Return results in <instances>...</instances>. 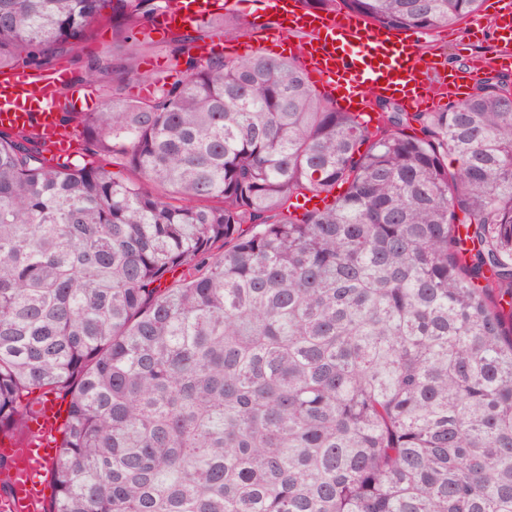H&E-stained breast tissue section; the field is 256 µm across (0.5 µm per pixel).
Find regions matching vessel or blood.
Segmentation results:
<instances>
[{
	"mask_svg": "<svg viewBox=\"0 0 512 512\" xmlns=\"http://www.w3.org/2000/svg\"><path fill=\"white\" fill-rule=\"evenodd\" d=\"M272 18V35L305 32L297 46L309 74L336 91L337 108L368 114L369 96L399 98L416 111H428L444 99L465 100L478 75L475 68L432 72V63L416 50L415 40L373 25L353 13L328 14L303 7L299 0H262ZM222 0H170L157 27L160 31L191 29L220 14ZM65 75L34 74L19 68L0 75V129L38 134L46 152L65 151L59 136L61 97ZM65 410L49 400L40 405L32 427L36 444L19 447L13 438L0 439V455L13 461L1 476L8 492L0 496V512H41L46 500L39 475L56 452Z\"/></svg>",
	"mask_w": 512,
	"mask_h": 512,
	"instance_id": "obj_1",
	"label": "vessel or blood"
}]
</instances>
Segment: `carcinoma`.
<instances>
[{"label": "carcinoma", "instance_id": "1", "mask_svg": "<svg viewBox=\"0 0 512 512\" xmlns=\"http://www.w3.org/2000/svg\"><path fill=\"white\" fill-rule=\"evenodd\" d=\"M301 2L427 34L481 0ZM107 6L125 43L165 9L0 0V69ZM211 26L88 57L95 160L0 130V435L67 401L46 512H512V86L365 121ZM139 40L138 46L136 48V57L139 63L138 71L141 74H147L144 71L146 68L151 72L165 71L167 70V63L159 60V59H151L157 57H165L168 60V50L169 44L163 41H155L153 42L146 38L144 34L137 35ZM144 58H149L146 64H142L141 62ZM146 66V68H145Z\"/></svg>", "mask_w": 512, "mask_h": 512}]
</instances>
